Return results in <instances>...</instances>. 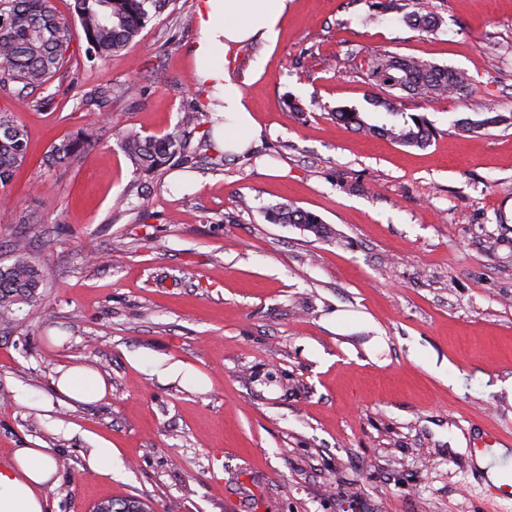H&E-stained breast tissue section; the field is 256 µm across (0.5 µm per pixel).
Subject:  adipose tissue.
Segmentation results:
<instances>
[{
  "instance_id": "obj_1",
  "label": "adipose tissue",
  "mask_w": 512,
  "mask_h": 512,
  "mask_svg": "<svg viewBox=\"0 0 512 512\" xmlns=\"http://www.w3.org/2000/svg\"><path fill=\"white\" fill-rule=\"evenodd\" d=\"M288 0H204L199 12L201 38L195 48L199 74L214 88L221 104L222 124L215 137L224 152H244L260 130L242 92L230 80L228 66L235 49L252 39L276 42ZM57 391L85 402L102 398L103 378L94 372L68 368L59 371ZM55 462L40 448L17 449L0 470V512H46L45 486H56Z\"/></svg>"
}]
</instances>
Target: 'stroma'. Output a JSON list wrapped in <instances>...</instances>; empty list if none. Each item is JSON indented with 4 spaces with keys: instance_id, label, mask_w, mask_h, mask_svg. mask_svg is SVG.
<instances>
[{
    "instance_id": "stroma-1",
    "label": "stroma",
    "mask_w": 512,
    "mask_h": 512,
    "mask_svg": "<svg viewBox=\"0 0 512 512\" xmlns=\"http://www.w3.org/2000/svg\"><path fill=\"white\" fill-rule=\"evenodd\" d=\"M420 2L434 33L375 0H291L277 42L229 65L261 129L250 153L198 129L156 176L119 135L171 132L198 100L217 121L194 58L203 0H169L105 61L74 40L51 109L0 89L30 137L0 266L21 235L45 268L41 300L0 328V465L44 449L47 512L131 497L152 512H512L487 495L494 453L512 456V126L463 132L464 102L407 96L434 127L407 148L334 116L385 122L348 60L379 50L466 70L512 113V0ZM105 83L99 124L76 91ZM92 123L96 147L41 166ZM287 201L333 237L269 222ZM160 355L188 377L152 375ZM61 366L99 373L105 396L57 393ZM99 439L120 462L109 477L87 464ZM404 20L411 29L427 34L438 30L441 24V18L437 12L421 7H415L412 11L406 12Z\"/></svg>"
}]
</instances>
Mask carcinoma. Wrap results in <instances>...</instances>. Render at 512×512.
Instances as JSON below:
<instances>
[{"mask_svg": "<svg viewBox=\"0 0 512 512\" xmlns=\"http://www.w3.org/2000/svg\"><path fill=\"white\" fill-rule=\"evenodd\" d=\"M166 0H73V15L78 26L61 18L53 0H0V88L20 85L19 92L42 89L52 83L62 68L74 40L84 39L88 52L105 61L125 50L139 35L149 11L160 10ZM407 25L420 33H431L441 24L439 14L417 7L404 15ZM370 84L380 90L374 106L385 111L389 120L372 124L357 112L336 111V120L355 126L359 132L386 137L404 147L422 148L433 136L422 117H408L398 108L403 95L422 100L457 97L469 101L470 110L481 116L468 119L462 128L471 131L499 124L512 125V113L504 115L471 98L470 79L461 71L432 64L412 56L398 57L388 51L376 52L355 65ZM114 89L95 85L79 93L81 101L104 111L112 102ZM207 105L196 102L185 111L179 129L164 136H143L134 130L120 135L122 149L135 170L159 174L188 149L185 131L202 125ZM98 143L95 130L81 128L52 146L43 162L49 167L70 163ZM28 152V132L18 117L0 109V186L8 185L24 164ZM274 224H294L318 238H326L331 229L316 215L291 203L268 209ZM13 262L0 267V325L18 321L21 306L40 300L44 268L29 253L23 237L11 244ZM93 512H148V506L136 499L106 500Z\"/></svg>", "mask_w": 512, "mask_h": 512, "instance_id": "carcinoma-1", "label": "carcinoma"}]
</instances>
